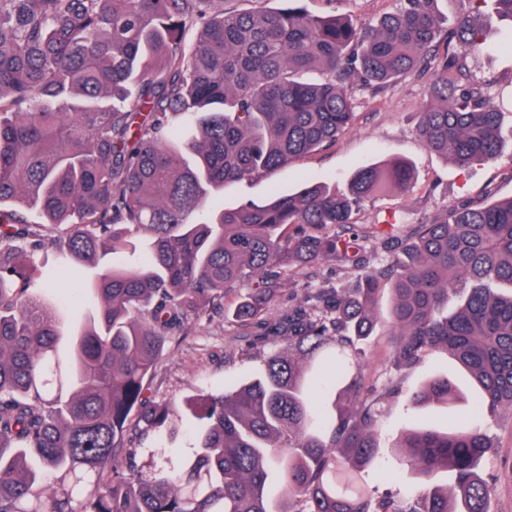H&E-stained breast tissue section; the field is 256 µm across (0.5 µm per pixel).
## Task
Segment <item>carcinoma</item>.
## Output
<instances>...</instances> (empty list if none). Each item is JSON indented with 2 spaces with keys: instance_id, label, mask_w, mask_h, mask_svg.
Here are the masks:
<instances>
[{
  "instance_id": "cac0c4a2",
  "label": "carcinoma",
  "mask_w": 512,
  "mask_h": 512,
  "mask_svg": "<svg viewBox=\"0 0 512 512\" xmlns=\"http://www.w3.org/2000/svg\"><path fill=\"white\" fill-rule=\"evenodd\" d=\"M399 2L364 25L224 0H0V512H490L479 467L493 445L474 420L512 411V197L442 208L381 268L350 228L368 195L410 188L405 159L360 168L343 192L305 181L262 206H215L226 185L334 142L351 89L427 70L426 146L460 166L502 151L501 112L468 67L486 49L474 13L444 31L437 0ZM331 260L359 270L353 285L259 319L281 268ZM63 265L70 300L95 302L69 326ZM240 286L232 317L286 346L258 376L155 404L147 381L172 333ZM384 293L398 370L441 352L478 387L458 425L401 434L419 479L403 508L362 484L401 381L368 385L345 361ZM343 381L338 415L310 395ZM456 401L447 378L408 399L427 415ZM185 414L190 452L159 449L148 474L131 455L117 467L132 424L142 441ZM440 472L453 483L432 484Z\"/></svg>"
}]
</instances>
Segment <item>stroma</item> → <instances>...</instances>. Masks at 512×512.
Instances as JSON below:
<instances>
[{
  "label": "stroma",
  "mask_w": 512,
  "mask_h": 512,
  "mask_svg": "<svg viewBox=\"0 0 512 512\" xmlns=\"http://www.w3.org/2000/svg\"><path fill=\"white\" fill-rule=\"evenodd\" d=\"M302 7L315 15L336 13L361 23H372L393 12L397 0H302ZM480 22L487 50L470 61L471 73L494 98L512 95V22L501 18L492 7H484ZM431 74H412L380 89L352 92L355 117L350 129L334 143L317 152L297 158L290 164L251 182L228 185L224 205L232 208L251 200L265 202L273 196L295 190L307 179H332L345 188L359 168L381 164L391 158L408 160L415 171L412 188L403 193L384 192L367 198L355 216L354 231L364 240L368 252L383 254L386 242L403 239L428 222L447 204L478 202L487 198L512 196V114L504 116L506 143L495 157L466 167L428 150L416 137V116L428 98ZM351 268L341 262L309 264L291 269L267 311L275 317L303 299L312 289L342 286L352 282ZM277 343L262 335L259 327L243 326L220 310H207L173 336L149 382V393L159 404L178 403L200 391L219 390L230 379L255 375L263 358ZM366 374L376 383L399 375L404 394L383 405L379 441L383 460L379 470H368L364 482L375 499L403 502L409 481L400 477V466L391 448L403 427L412 420L405 395L421 387L431 377L448 376L460 388L469 389L467 377L447 355L425 356L415 367L395 372L384 328L356 343ZM485 426L494 448L482 471L492 478L495 492L493 512H512V411H501ZM193 433L178 426L174 433H163L140 443H132L140 470L150 471L157 462L156 448H187Z\"/></svg>",
  "instance_id": "1"
}]
</instances>
